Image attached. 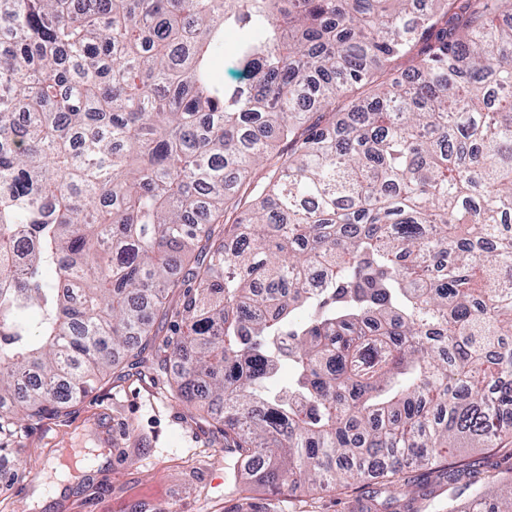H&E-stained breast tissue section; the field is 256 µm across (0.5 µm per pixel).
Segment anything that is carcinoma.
<instances>
[{
	"label": "carcinoma",
	"mask_w": 512,
	"mask_h": 512,
	"mask_svg": "<svg viewBox=\"0 0 512 512\" xmlns=\"http://www.w3.org/2000/svg\"><path fill=\"white\" fill-rule=\"evenodd\" d=\"M417 2L0 0V457L179 290L176 391L252 480L480 481L455 449L512 434V0Z\"/></svg>",
	"instance_id": "obj_1"
}]
</instances>
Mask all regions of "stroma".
<instances>
[{"instance_id": "35a3bbf8", "label": "stroma", "mask_w": 512, "mask_h": 512, "mask_svg": "<svg viewBox=\"0 0 512 512\" xmlns=\"http://www.w3.org/2000/svg\"><path fill=\"white\" fill-rule=\"evenodd\" d=\"M173 324L170 316L155 320L123 376L102 379L66 415L20 430L25 471L21 482L0 484V512H368L374 482L329 492L237 491L248 463L230 462L218 427L172 392L165 352ZM149 396L156 409L142 407ZM456 456L481 471L488 512H512L500 496L512 481V443ZM400 479L408 489L395 512L461 510L471 498L449 496L442 476L414 467Z\"/></svg>"}]
</instances>
